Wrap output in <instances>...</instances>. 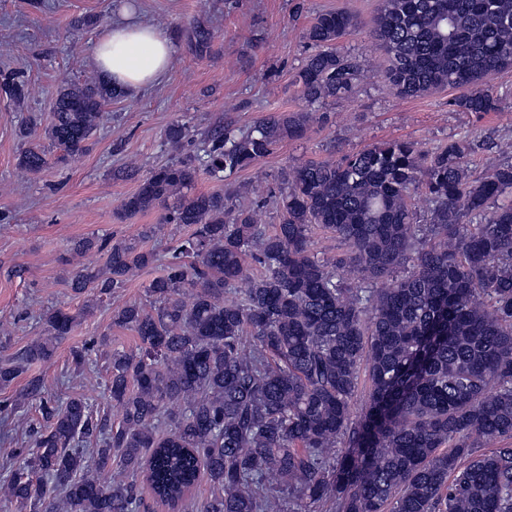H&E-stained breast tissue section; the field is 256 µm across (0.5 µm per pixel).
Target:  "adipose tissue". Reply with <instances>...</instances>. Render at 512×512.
I'll list each match as a JSON object with an SVG mask.
<instances>
[{
	"label": "adipose tissue",
	"mask_w": 512,
	"mask_h": 512,
	"mask_svg": "<svg viewBox=\"0 0 512 512\" xmlns=\"http://www.w3.org/2000/svg\"><path fill=\"white\" fill-rule=\"evenodd\" d=\"M173 59L168 34L126 9L101 34L91 56L102 77L131 96L159 83Z\"/></svg>",
	"instance_id": "adipose-tissue-1"
}]
</instances>
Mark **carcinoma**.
I'll use <instances>...</instances> for the list:
<instances>
[{
	"label": "carcinoma",
	"mask_w": 512,
	"mask_h": 512,
	"mask_svg": "<svg viewBox=\"0 0 512 512\" xmlns=\"http://www.w3.org/2000/svg\"><path fill=\"white\" fill-rule=\"evenodd\" d=\"M362 28L350 12L326 11L305 29L295 84L307 104L353 93L362 69L338 41ZM368 32L398 96L448 88L459 91L454 112L498 111L486 79L512 68V0H381ZM0 90L27 95L17 77ZM121 94L108 82L60 86L51 140L82 151ZM314 121L280 112L226 126L139 178L123 215L161 208L164 223L193 230L147 286L153 311H114L138 338L109 358L106 399L120 418L83 397L40 400L44 426L0 484L5 505L151 512L144 481L176 512L203 478L200 512H512V144L393 140L286 168L284 219L271 231L233 203L236 191L192 192L199 172L222 181ZM186 138L179 123L166 132L176 150ZM477 148L490 156L474 178ZM19 164L38 174L47 157L32 147ZM419 194L433 204L428 224L415 223ZM314 227L347 250L318 257ZM93 248L105 265L74 269L77 293L109 294L155 260L126 241L82 238L72 250ZM249 258L260 271L243 288ZM43 320L45 335L0 360L1 386L51 358L78 315L51 309ZM363 370L370 391L356 416Z\"/></svg>",
	"instance_id": "1"
}]
</instances>
